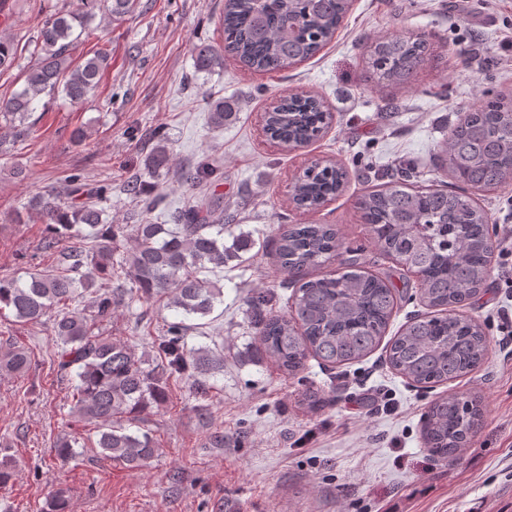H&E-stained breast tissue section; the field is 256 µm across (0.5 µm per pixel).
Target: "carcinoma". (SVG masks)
<instances>
[{
	"label": "carcinoma",
	"mask_w": 512,
	"mask_h": 512,
	"mask_svg": "<svg viewBox=\"0 0 512 512\" xmlns=\"http://www.w3.org/2000/svg\"><path fill=\"white\" fill-rule=\"evenodd\" d=\"M82 12L65 7L37 23L36 35L23 47L0 33V73L18 66L21 51L30 56L22 87L0 98V159L11 157L31 139V120L43 98L70 104L87 102L111 68L108 53L93 51L80 60L73 51L95 21L96 12L112 23L133 12L138 0H81ZM350 0H224L219 21L221 42L193 46L195 73L224 69V55L258 72H275L314 57L328 44L349 10ZM422 35L402 32L375 39L366 57L367 80L408 86L431 55ZM232 115L222 100L211 103L210 124L224 127ZM322 100L314 95L286 96L264 115V129L282 148L292 150L317 139L331 123ZM438 169L468 189L512 188V98L482 99L459 114L448 135L434 147ZM145 175L169 168L166 139L152 134L144 159ZM411 167L378 189L364 192L358 208L379 251L398 269L420 278V301L435 311L416 316L385 350L389 367L407 381L431 388L469 374L487 358L490 341L466 309L485 291L491 273V216L458 190H416L408 184ZM217 168L207 160L180 173L181 184L195 194L177 211L175 223L153 224L149 215L164 198L151 194L144 180L123 182V191L141 214L138 224H106L94 199L112 193V183L95 186L79 173L60 187L28 202V210L46 224L41 251L59 256L28 279L0 276V309L10 308L17 321L41 325L51 321L59 341L57 371L73 382V411L96 429L98 455L131 469L146 466L157 444L148 432L130 433L120 424L133 421L166 400L171 381L186 375L197 393L224 368V360L206 348H190L189 326L170 323L155 342L156 360L145 368L134 351L99 332L115 310L139 294L160 298L184 316H207L223 297L205 276L221 268L253 242L240 239L224 247V197L201 188ZM347 172L330 161H317L292 187L296 208L317 210L343 190ZM73 203H66L67 199ZM130 241L126 251L121 242ZM342 249L332 224L279 225L275 250L278 271L293 282L289 313L267 310L264 295L253 297L259 343L288 374L302 371L309 359L335 368L361 360L382 341L401 300L392 275L370 269L356 258L344 270L316 275ZM120 259H115L116 254ZM31 365L27 348L0 345V375H23ZM476 397L438 396L425 411L421 431L425 449L436 460L453 464L481 423ZM77 438L57 440L55 455L75 456ZM14 476V460L0 448V487ZM47 512H69L68 493L56 491Z\"/></svg>",
	"instance_id": "cac0c4a2"
}]
</instances>
